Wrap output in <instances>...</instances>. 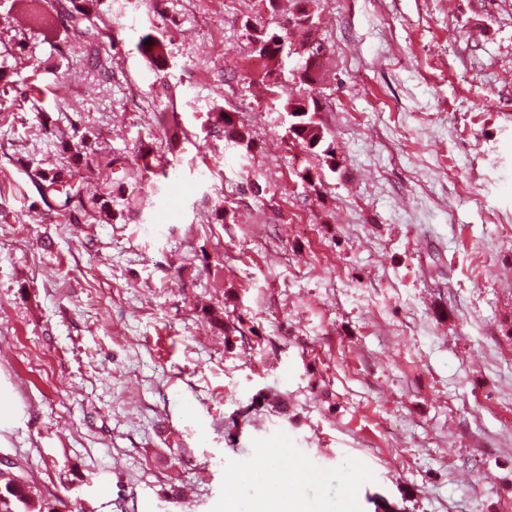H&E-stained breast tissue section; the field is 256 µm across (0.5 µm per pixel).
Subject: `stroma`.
<instances>
[{"label":"stroma","mask_w":512,"mask_h":512,"mask_svg":"<svg viewBox=\"0 0 512 512\" xmlns=\"http://www.w3.org/2000/svg\"><path fill=\"white\" fill-rule=\"evenodd\" d=\"M54 7L0 0V88L49 69L41 107L0 120L15 474L54 512H252L269 459L310 512H512V0H319L334 171L289 142L296 57L277 101L251 64L247 23L281 12L103 0L104 76L63 27L27 35L25 9ZM217 106L252 149L207 135ZM76 127L130 168L160 145L172 178L146 174L112 223H66L32 179ZM206 308L248 332L225 341ZM147 39H151V44H145ZM138 51L145 61L154 69L164 71L167 65L166 44L162 37L152 33L142 36L138 43Z\"/></svg>","instance_id":"obj_1"}]
</instances>
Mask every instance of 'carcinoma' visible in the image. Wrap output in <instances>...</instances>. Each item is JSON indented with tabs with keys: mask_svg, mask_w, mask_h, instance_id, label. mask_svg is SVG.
<instances>
[{
	"mask_svg": "<svg viewBox=\"0 0 512 512\" xmlns=\"http://www.w3.org/2000/svg\"><path fill=\"white\" fill-rule=\"evenodd\" d=\"M57 20L60 25L69 30L76 41L84 48V59L93 67H103L100 57V40L105 32L100 27V16L97 5L101 0H57ZM319 21L316 0H294L293 10L288 14L285 23L288 28L279 34L263 27H252V55L263 69L262 78L268 80L274 74L276 61L282 55L281 42L288 37V31H297L305 37L298 46L288 43V53H302L305 63L302 66L301 83L304 93L290 99L285 107L293 118L289 127L292 144L308 150H321L329 170L336 171V151L328 142L326 131L315 115L322 111L324 104L316 92L319 81L321 58L327 52L325 45L309 37ZM151 43H146V40ZM138 51L145 61L154 69L163 71L167 65V51L164 39L147 33L138 43ZM222 125L217 131L224 132L233 141L251 149L252 141L247 137L244 127L238 126L233 113H222ZM72 152V164L60 170H43L32 180L42 203L51 212L66 217L70 224L108 223L114 219L112 202L114 198L125 199L128 189H137L138 182L132 180L131 173L126 168L113 169L114 160L104 161L106 175L105 187L97 195L84 196V185L95 162L94 152L91 151V139L88 134L73 135L68 142ZM0 478L5 480L0 487V512H52L44 502L35 497L32 492H15L12 490L14 475L0 468Z\"/></svg>",
	"mask_w": 512,
	"mask_h": 512,
	"instance_id": "1",
	"label": "carcinoma"
}]
</instances>
